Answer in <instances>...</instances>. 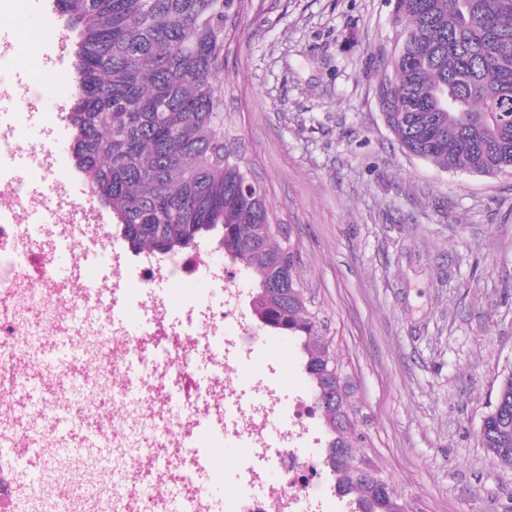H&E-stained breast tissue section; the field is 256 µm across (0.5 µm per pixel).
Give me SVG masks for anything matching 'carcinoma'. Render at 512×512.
Instances as JSON below:
<instances>
[{"mask_svg":"<svg viewBox=\"0 0 512 512\" xmlns=\"http://www.w3.org/2000/svg\"><path fill=\"white\" fill-rule=\"evenodd\" d=\"M395 51L378 82L385 124L408 153L448 171L512 172V0H396ZM242 0H55L73 33L77 92L65 123L75 169L134 251L215 243L256 285L259 328L300 340L325 463L354 512H399L358 464L344 424L348 376L323 335L291 239L224 136V42ZM479 436L512 468V366Z\"/></svg>","mask_w":512,"mask_h":512,"instance_id":"1","label":"carcinoma"}]
</instances>
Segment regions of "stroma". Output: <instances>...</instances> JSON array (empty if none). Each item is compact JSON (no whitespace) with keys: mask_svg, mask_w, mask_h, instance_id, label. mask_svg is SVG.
Instances as JSON below:
<instances>
[{"mask_svg":"<svg viewBox=\"0 0 512 512\" xmlns=\"http://www.w3.org/2000/svg\"><path fill=\"white\" fill-rule=\"evenodd\" d=\"M394 0H244L224 49L226 133L265 186L350 376L361 453L412 512H512V469L479 429L512 365V173L449 172L402 151L377 78ZM27 61L32 141L61 124L70 58L45 67L53 0L0 26ZM243 381L310 396L300 342H270Z\"/></svg>","mask_w":512,"mask_h":512,"instance_id":"stroma-1","label":"stroma"}]
</instances>
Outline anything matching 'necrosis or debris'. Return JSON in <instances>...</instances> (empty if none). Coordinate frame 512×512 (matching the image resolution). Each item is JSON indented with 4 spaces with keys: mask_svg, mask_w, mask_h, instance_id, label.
<instances>
[{
    "mask_svg": "<svg viewBox=\"0 0 512 512\" xmlns=\"http://www.w3.org/2000/svg\"><path fill=\"white\" fill-rule=\"evenodd\" d=\"M29 121L24 111L0 119V257L12 255L18 235L29 242L25 267L13 268L0 288V435L16 451L55 459L56 478L36 491L53 500L56 512H170L172 485L196 512H209L211 491L196 466L198 435L212 428L220 450L215 467L242 443L256 459L275 461L277 479L267 492L240 485L231 512H314L320 460L304 446L312 432L310 405L280 395L272 379L246 387L238 380L235 349L244 345L256 355L266 340L236 306V268L225 265L223 253L201 248L173 259L142 250L129 261L98 208L72 197L53 168L52 157L68 151L65 129L51 128L45 141L32 143ZM19 153L27 160L22 178L13 170ZM63 258L73 263L65 280L56 276ZM131 265L135 290L125 275ZM160 279L166 286L158 290ZM177 300L180 318L171 315ZM123 308L135 329H114L112 317ZM79 310L90 314L80 324ZM65 342L77 345L80 357L55 365L48 353ZM203 365L210 375L201 384L195 375ZM30 386L43 392L34 404L25 395ZM64 387L74 397L63 405ZM62 406L107 440L125 479L117 501L96 494L106 469L74 468L70 442L48 425Z\"/></svg>",
    "mask_w": 512,
    "mask_h": 512,
    "instance_id": "necrosis-or-debris-1",
    "label": "necrosis or debris"
}]
</instances>
